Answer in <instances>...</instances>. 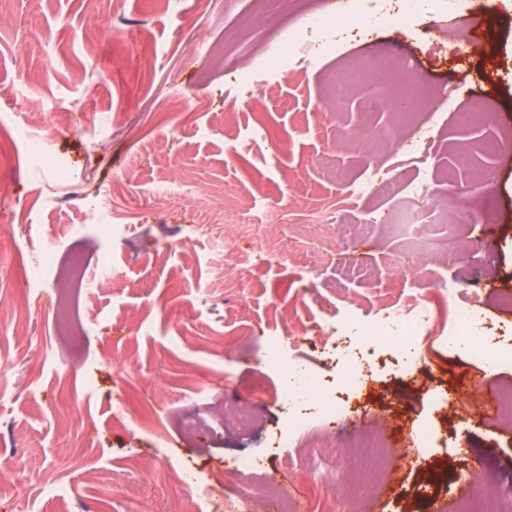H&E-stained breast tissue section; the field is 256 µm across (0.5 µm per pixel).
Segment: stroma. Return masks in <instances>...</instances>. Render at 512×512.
I'll list each match as a JSON object with an SVG mask.
<instances>
[{"label":"stroma","mask_w":512,"mask_h":512,"mask_svg":"<svg viewBox=\"0 0 512 512\" xmlns=\"http://www.w3.org/2000/svg\"><path fill=\"white\" fill-rule=\"evenodd\" d=\"M360 3L346 31L298 42L272 77L264 59L293 27L283 0H0V144L11 151L0 157L11 189L0 200V512H168L189 493L161 467L198 471L220 498L235 486L226 462L244 457L264 464L244 477L259 512L271 483L332 512H354L355 483L370 492L366 512H454L456 477L512 492V421L481 407L512 386V364L487 376L441 336L473 305L512 342L500 300L512 291V149L480 148L502 121L457 120L487 105L512 112V0L424 14L407 31L371 23L381 0ZM381 56L407 61L444 119L390 97L374 106L373 79L336 96L330 76ZM27 125L67 180L28 161L16 135ZM387 126L393 140L377 138ZM474 168L485 184L471 185ZM420 185L450 221L423 214L435 244L408 263L395 211ZM204 197L238 223L270 225V240L214 241L197 222ZM46 252L103 273L76 293L80 334L67 344L49 332ZM239 263L238 287H213ZM389 301L431 317L422 368L405 374L374 354L341 423L276 453L285 406L280 377L260 364L268 340L288 337L290 361L331 378L337 319L377 324ZM298 324L305 338L290 339ZM218 403L252 410L253 428L184 439L182 418ZM424 423L436 441L413 447ZM368 428L406 456L399 482L344 456ZM18 457L32 471L15 473Z\"/></svg>","instance_id":"35a3bbf8"}]
</instances>
